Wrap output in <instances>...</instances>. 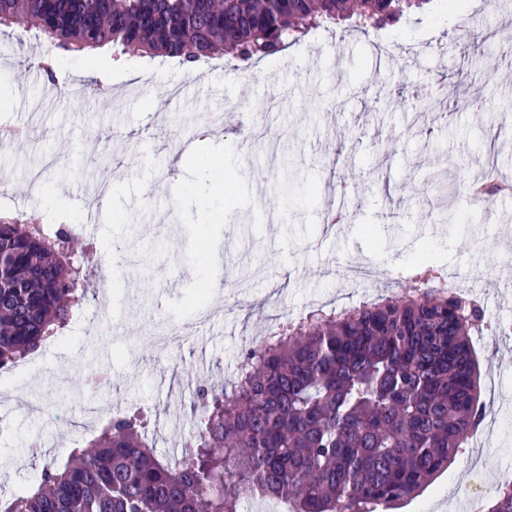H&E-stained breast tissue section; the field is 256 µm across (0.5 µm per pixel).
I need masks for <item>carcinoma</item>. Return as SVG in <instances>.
Here are the masks:
<instances>
[{"label":"carcinoma","instance_id":"1","mask_svg":"<svg viewBox=\"0 0 512 512\" xmlns=\"http://www.w3.org/2000/svg\"><path fill=\"white\" fill-rule=\"evenodd\" d=\"M429 0H0V26L32 32L28 58L50 83L61 52L107 46L188 70L230 55L274 56L314 27L394 23ZM509 187L489 176L491 201ZM76 233L45 214L0 215V369L35 353L84 299ZM478 302L423 287L329 314L285 320L245 351L235 378L201 388L194 432L171 462L135 409L44 467L0 512H240L241 500L291 512H387L418 495L481 427L470 332ZM486 512H512V484Z\"/></svg>","mask_w":512,"mask_h":512}]
</instances>
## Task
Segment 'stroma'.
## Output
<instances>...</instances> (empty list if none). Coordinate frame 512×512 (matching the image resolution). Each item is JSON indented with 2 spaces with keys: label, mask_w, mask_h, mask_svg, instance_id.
<instances>
[{
  "label": "stroma",
  "mask_w": 512,
  "mask_h": 512,
  "mask_svg": "<svg viewBox=\"0 0 512 512\" xmlns=\"http://www.w3.org/2000/svg\"><path fill=\"white\" fill-rule=\"evenodd\" d=\"M500 0H459L440 16L436 4L398 24L360 30L318 28L282 53L244 63L232 58L187 71L164 57H137L106 67L96 57L63 55L55 72L73 94L64 105L30 103L24 58L32 40L0 34V127L29 134L0 152L11 174L0 214L51 208L55 221L82 213L84 191L102 181L115 189L100 207L95 243L114 240L135 249L138 264L112 283L99 274L86 285L70 323L36 353L33 383L0 371V499L30 491L44 465L84 446L103 421L131 405L153 414L151 436L171 457L196 424V390L233 379L242 351L279 317H304L317 307L341 309L397 295L386 277L349 291L344 268L353 262L395 270L410 285L419 255L445 266L461 289H475L487 320L512 322V276L499 252L512 237V191L491 206L475 200L478 172L494 164L512 179V52L467 45L492 33H512V13ZM98 78L107 95H80ZM221 87L198 90L197 78ZM179 85L181 107L151 109L148 83ZM480 96L484 107L462 109ZM253 137L240 140L242 120ZM122 128L124 140L104 148L97 132ZM198 141L182 164L168 156L174 142ZM271 165L270 180L254 185L249 169ZM169 174L170 199L148 194L159 172ZM352 218L327 229L325 202ZM226 222L216 228L215 211ZM231 248L235 275L207 277L212 248ZM153 308L162 321L182 322L189 336L160 353L138 313ZM219 315L197 323L196 313ZM481 399L503 420L489 443L468 444L417 498L395 512H471L474 482L488 492L512 481V335L473 334ZM211 369L196 374L201 358Z\"/></svg>",
  "instance_id": "stroma-1"
}]
</instances>
